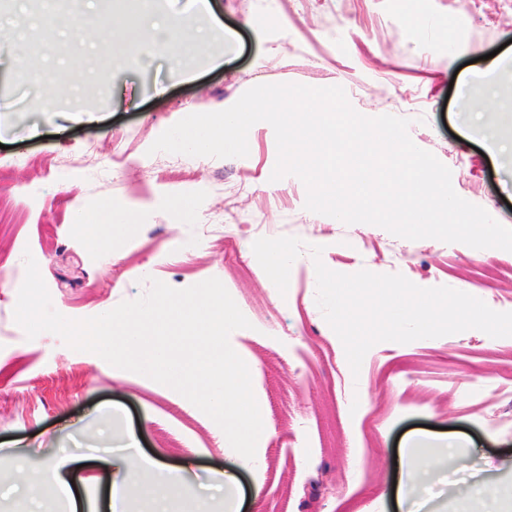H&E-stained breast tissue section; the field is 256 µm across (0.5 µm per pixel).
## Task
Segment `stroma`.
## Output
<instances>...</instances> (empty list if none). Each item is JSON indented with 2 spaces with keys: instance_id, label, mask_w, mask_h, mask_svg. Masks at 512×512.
<instances>
[{
  "instance_id": "35a3bbf8",
  "label": "stroma",
  "mask_w": 512,
  "mask_h": 512,
  "mask_svg": "<svg viewBox=\"0 0 512 512\" xmlns=\"http://www.w3.org/2000/svg\"><path fill=\"white\" fill-rule=\"evenodd\" d=\"M206 49L177 74L178 43L145 59L126 43L143 0H0V29L17 32L36 59L17 67L0 45V512H109L117 456L129 443L186 477L172 512L208 500L218 471L240 480L241 512H400L394 461L426 434L451 447L420 512H512V337L478 330L381 342L352 374L338 336L316 304L309 248L331 270L399 273L447 286L512 312V252L436 239L411 241L371 224L348 225L306 210L294 176L271 181L272 126L250 129L244 158L149 148L197 112L220 111L258 84L344 88L359 113L409 118V134L452 172L463 199L512 228V72L489 75L497 110L473 113L477 84L460 79L470 60L512 40V0H424L412 22L399 0H211ZM76 14L79 35L51 44L40 30ZM27 25L16 30L14 21ZM57 97L48 107L45 91ZM240 225L213 227L206 245L170 201ZM131 214L112 251L92 246L78 210ZM305 247L280 294L253 251L256 225ZM32 254L53 308L71 319L106 313L157 279L181 289L215 277L253 326L233 349L254 366L253 390L268 432L254 464L221 428L175 390L69 348L55 334L27 339L14 320ZM275 323L276 332L266 329ZM75 499L34 502L26 478L58 456Z\"/></svg>"
}]
</instances>
